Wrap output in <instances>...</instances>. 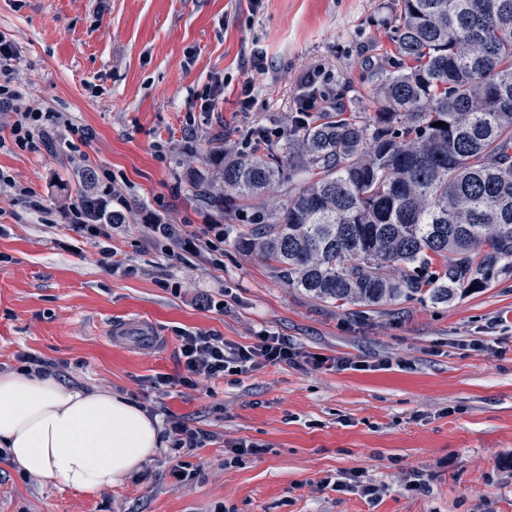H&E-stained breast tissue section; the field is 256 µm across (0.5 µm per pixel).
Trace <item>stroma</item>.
Returning <instances> with one entry per match:
<instances>
[{
    "mask_svg": "<svg viewBox=\"0 0 512 512\" xmlns=\"http://www.w3.org/2000/svg\"><path fill=\"white\" fill-rule=\"evenodd\" d=\"M393 0H0V34L16 53L24 103L61 112L52 146L15 147L0 109V172L42 198L44 210L0 192V373L29 351L66 366L75 387L123 395L212 434L187 456L200 475L180 482L150 462L93 493L44 486L0 463V512H512V274L452 300L337 307L285 286L268 263L225 245L215 267L200 251L168 257L148 225L183 224L199 239L224 221L196 195L213 168L212 140L240 147L251 127L268 148L288 131L302 74L319 67L330 95L372 107L374 71L394 52ZM266 68L251 64L254 49ZM251 82L258 103L238 110ZM210 91L214 109H200ZM120 183L126 224L111 270L69 226L86 175ZM223 301L205 307V297ZM144 320L154 343H119L111 330ZM249 345L259 331L301 352L354 361L351 369L266 364L239 378L159 393L179 376V330ZM263 444L226 465L224 444ZM360 472L369 502L322 480ZM421 472L425 488L405 483Z\"/></svg>",
    "mask_w": 512,
    "mask_h": 512,
    "instance_id": "1",
    "label": "stroma"
}]
</instances>
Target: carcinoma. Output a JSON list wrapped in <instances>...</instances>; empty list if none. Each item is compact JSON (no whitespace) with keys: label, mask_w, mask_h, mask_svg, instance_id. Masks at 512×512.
Wrapping results in <instances>:
<instances>
[{"label":"carcinoma","mask_w":512,"mask_h":512,"mask_svg":"<svg viewBox=\"0 0 512 512\" xmlns=\"http://www.w3.org/2000/svg\"><path fill=\"white\" fill-rule=\"evenodd\" d=\"M376 112L294 116L282 150L225 159L198 191L235 248L338 306L452 299L512 271V0H395ZM301 183L279 199L282 186Z\"/></svg>","instance_id":"obj_1"}]
</instances>
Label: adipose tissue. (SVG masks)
Listing matches in <instances>:
<instances>
[{
	"label": "adipose tissue",
	"instance_id": "obj_1",
	"mask_svg": "<svg viewBox=\"0 0 512 512\" xmlns=\"http://www.w3.org/2000/svg\"><path fill=\"white\" fill-rule=\"evenodd\" d=\"M159 425L121 395L0 374V447L45 485L93 493L122 483L157 452Z\"/></svg>",
	"mask_w": 512,
	"mask_h": 512
}]
</instances>
